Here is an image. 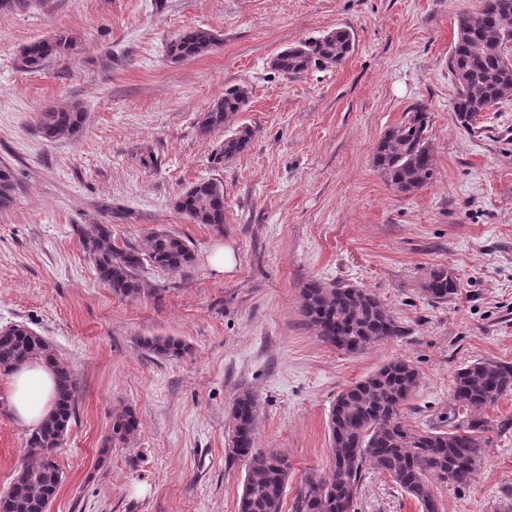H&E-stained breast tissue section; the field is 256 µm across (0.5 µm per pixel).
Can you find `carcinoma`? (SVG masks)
I'll return each instance as SVG.
<instances>
[{"label":"carcinoma","mask_w":512,"mask_h":512,"mask_svg":"<svg viewBox=\"0 0 512 512\" xmlns=\"http://www.w3.org/2000/svg\"><path fill=\"white\" fill-rule=\"evenodd\" d=\"M456 29L448 71L457 87L453 103L456 122L468 129L480 113L512 97V55L502 50L507 38H512V0H483L478 12L457 17ZM217 43L211 30L191 28L169 43L168 56L175 63L189 61ZM352 50L351 32L336 28L283 50L273 59L272 67L295 78L311 69L338 67ZM76 51L75 38L57 35L24 46L22 63L37 71L49 60ZM249 103L248 88L225 90L224 97L201 114V133L224 127L246 111ZM411 112L407 121L384 133L373 153L374 166L395 191L406 195L431 183L436 174L428 136L429 112L422 105ZM85 120L86 112L78 106L47 108L39 114L38 128L44 139L52 141L78 135ZM250 142L248 129L232 133L224 138L213 163L221 165L239 156ZM13 192V171L0 165V209L10 207ZM176 207L192 223L224 233L222 183L204 180L193 184ZM80 243L100 281L123 299L135 300L144 294L140 271L145 264L179 271L195 261L191 244L165 231L152 232L139 250H126L112 239V224H90L80 231ZM457 290L456 278L445 267L433 270L422 285L425 298L437 303L448 301ZM301 299L302 315L318 336L348 353H362L375 343L407 334L380 298L359 285L310 280L301 288ZM141 344L168 359L188 352L187 345L172 337H148ZM29 361H43L55 371L57 393L51 413L27 436V463L0 497V512H47L62 483L55 453L76 413L77 384L70 370L58 361L53 346L24 325L0 330V375H11ZM418 384L416 368L406 360H395L342 391L329 415L334 467L327 475L308 473L289 512H356L363 472L368 467L387 474L418 503L421 512H438L434 483H468L486 445L483 432L488 430V421L482 414L512 394V364L476 360L459 369L452 393L459 419L449 431H417L402 424L400 411ZM229 417L230 455L247 463L237 512H283L291 465L284 455L255 447L259 417L255 395L244 392L236 396ZM137 427L135 413L125 410L112 419V440L128 441Z\"/></svg>","instance_id":"obj_1"}]
</instances>
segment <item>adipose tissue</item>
Masks as SVG:
<instances>
[{"label": "adipose tissue", "mask_w": 512, "mask_h": 512, "mask_svg": "<svg viewBox=\"0 0 512 512\" xmlns=\"http://www.w3.org/2000/svg\"><path fill=\"white\" fill-rule=\"evenodd\" d=\"M54 397V373L42 362L27 363L11 377L8 401L15 417L23 424L34 426L46 418Z\"/></svg>", "instance_id": "obj_1"}]
</instances>
